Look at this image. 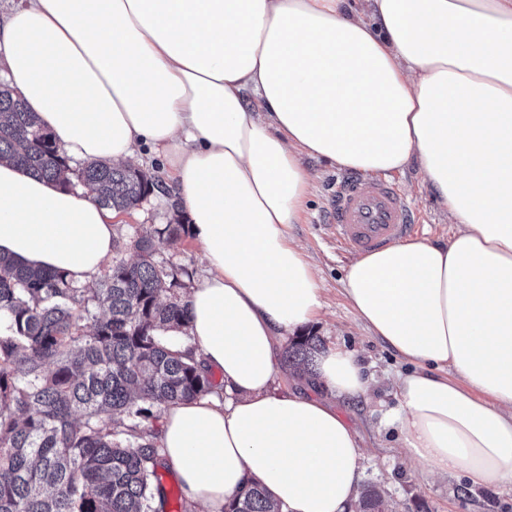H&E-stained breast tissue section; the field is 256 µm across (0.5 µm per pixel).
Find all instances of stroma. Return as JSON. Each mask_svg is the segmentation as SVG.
I'll return each instance as SVG.
<instances>
[{"mask_svg": "<svg viewBox=\"0 0 512 512\" xmlns=\"http://www.w3.org/2000/svg\"><path fill=\"white\" fill-rule=\"evenodd\" d=\"M304 167L313 177V189L297 224L289 233L305 248L308 260L318 272L323 306L306 327L319 336L324 346L344 345L352 351L371 381L367 396H356L340 403L339 409L364 439L369 453L363 463L361 484H373L384 491L395 512H512V491L496 487H473L465 478L431 481L406 456L397 431L383 427L385 413L394 408L389 375L403 369L404 364L390 349L368 336L358 324L355 313L342 289V279L354 255L337 245L329 227L330 210L336 186L343 172L327 162L304 157ZM148 171L162 180L164 187L156 191L136 209L118 215L115 228L123 248L120 258L134 261L136 254L127 242L135 227L142 224H166L173 221L171 208L176 189L167 174L162 158H150L144 164ZM395 183L418 214V238L449 237L454 227L449 224L433 188L423 182L417 164L392 172ZM156 256L174 265L187 267L194 279H201L207 270L203 250L192 238L174 244L156 246Z\"/></svg>", "mask_w": 512, "mask_h": 512, "instance_id": "obj_1", "label": "stroma"}]
</instances>
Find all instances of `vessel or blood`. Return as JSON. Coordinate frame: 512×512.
<instances>
[{"label":"vessel or blood","instance_id":"1","mask_svg":"<svg viewBox=\"0 0 512 512\" xmlns=\"http://www.w3.org/2000/svg\"><path fill=\"white\" fill-rule=\"evenodd\" d=\"M416 212L388 180L352 175L335 198L330 228L349 250L370 253L412 236Z\"/></svg>","mask_w":512,"mask_h":512}]
</instances>
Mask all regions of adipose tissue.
I'll use <instances>...</instances> for the list:
<instances>
[{"label":"adipose tissue","instance_id":"obj_1","mask_svg":"<svg viewBox=\"0 0 512 512\" xmlns=\"http://www.w3.org/2000/svg\"><path fill=\"white\" fill-rule=\"evenodd\" d=\"M69 159L163 156L208 272L188 297L195 357L223 398L169 405L163 460L206 512L250 481L282 512H357L365 457L339 400L354 354L272 389L277 350L322 306L289 236L303 156L368 175L418 162L455 230L357 257L360 325L410 369L386 416L431 478L512 489V0H25L0 76ZM252 95L254 109L243 106ZM114 211L0 162V253L89 284Z\"/></svg>","mask_w":512,"mask_h":512}]
</instances>
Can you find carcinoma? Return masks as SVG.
Listing matches in <instances>:
<instances>
[{"label":"carcinoma","mask_w":512,"mask_h":512,"mask_svg":"<svg viewBox=\"0 0 512 512\" xmlns=\"http://www.w3.org/2000/svg\"><path fill=\"white\" fill-rule=\"evenodd\" d=\"M0 160L67 189L87 186L117 213L158 187L132 165L71 168L7 84H0ZM186 235L179 218L135 228L138 259L112 261L97 288L0 255V512H166L154 421L170 404L219 394L192 353L172 349L174 340L190 339V274L158 260L156 243ZM321 351L317 337L298 336L284 364L310 373ZM360 504L365 512L388 507L372 485ZM224 512L282 508L252 484Z\"/></svg>","instance_id":"cac0c4a2"}]
</instances>
